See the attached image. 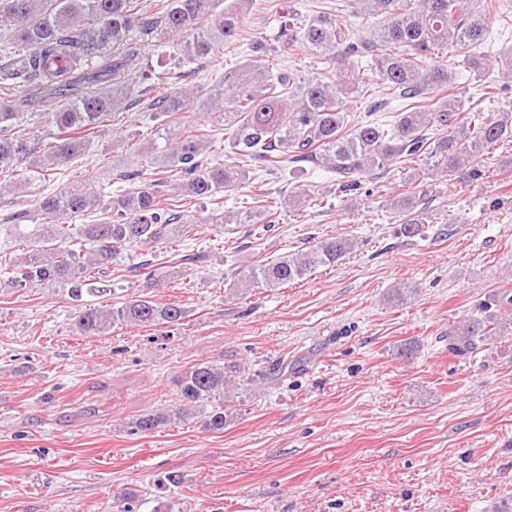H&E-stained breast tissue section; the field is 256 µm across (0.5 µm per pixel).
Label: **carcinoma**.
I'll return each instance as SVG.
<instances>
[{"label": "carcinoma", "mask_w": 512, "mask_h": 512, "mask_svg": "<svg viewBox=\"0 0 512 512\" xmlns=\"http://www.w3.org/2000/svg\"><path fill=\"white\" fill-rule=\"evenodd\" d=\"M254 0H164L158 11H143L140 0H0V32L9 33L16 53L0 66V171L28 160L20 182H0V195L38 188L56 167L70 162L87 140L122 109L136 83L148 79L134 72L139 37L176 45L183 64L213 54L241 39ZM496 0L476 9L474 0H359L356 14L378 18L369 35H355L354 22L320 13L306 20L296 9L280 16L279 37L291 46L312 50L323 72L308 77L269 63L273 48L265 41L248 43L252 59L224 72L223 86L213 90L202 107L218 110L227 130L234 161L209 163L207 137L168 123L154 130L148 166L119 172L133 184L114 192L87 177L57 191L37 192L35 212L4 215L0 241L17 248L7 267L0 266V285L23 290L58 284L74 309L73 332L106 336L116 326L174 327L188 315L176 302H159L146 293L120 296L112 287V267L124 266L141 277L139 287H160L152 259L175 242L191 240L208 224H271L278 200L260 194L253 203L198 224L181 222L184 200H217L247 180L250 166L278 172L320 169L336 182V192L352 197L364 179L399 163L433 162L435 176L458 172L477 180V162L512 137V114L463 111L456 92V68L474 72L497 70L487 89L504 91L512 82V57L492 62L480 48L489 32L487 16ZM376 72L389 94L409 101L389 123L374 115L385 102L371 93L363 65ZM51 87L65 102L42 112L56 133L48 150L34 154L30 143L12 133L23 100L11 93L16 84ZM368 104L364 118L351 123L348 112L358 99ZM195 91L178 88L157 101L163 116L188 111ZM420 175L389 199L402 215L400 232L420 236L430 222L427 192ZM358 247L350 237L326 238L305 251L263 261L239 275V288H279L308 279L321 267H333ZM488 305L448 329V351L464 357L477 343L512 325V296ZM251 383L241 366L201 362L176 380L177 402L166 412L134 421L146 433L171 419L198 415L203 428L224 432V397L237 382Z\"/></svg>", "instance_id": "1"}]
</instances>
